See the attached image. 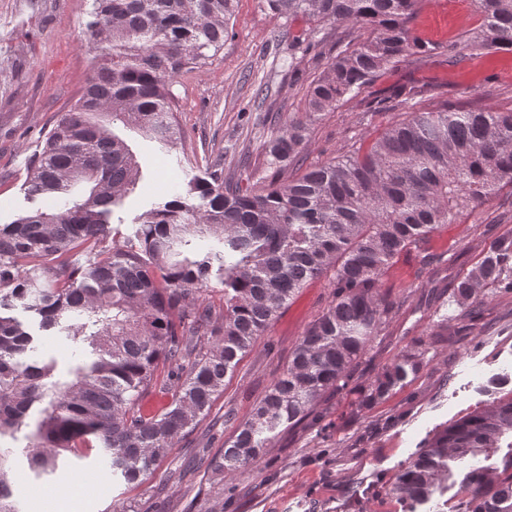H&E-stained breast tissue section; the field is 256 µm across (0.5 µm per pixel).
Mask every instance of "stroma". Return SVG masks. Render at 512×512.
<instances>
[{
	"label": "stroma",
	"instance_id": "obj_1",
	"mask_svg": "<svg viewBox=\"0 0 512 512\" xmlns=\"http://www.w3.org/2000/svg\"><path fill=\"white\" fill-rule=\"evenodd\" d=\"M417 9L434 38L455 39L480 24L476 0H419ZM91 0H0V224L58 201L30 199L24 192L29 163L47 133L79 98L99 58L87 27ZM303 20L286 21L266 0H237L224 45L201 67L177 74L170 89L183 145L169 149L127 133L142 166L135 191L113 209L112 221L133 233L135 219L170 200L187 182L214 164L234 169L242 186L266 185L265 145L284 118L304 116L309 83L326 69L327 57L307 50ZM414 83L440 87L457 100L472 87L483 106L512 105V51L500 50L451 66L444 61L402 62L385 70L361 92L360 100L339 103L315 117L302 156L305 165L324 164L370 141L400 112L365 113L361 99L390 94ZM470 218L436 232L433 252L452 251L457 268L471 265L480 241ZM384 283L392 297L417 284L413 303L396 314L356 373L367 384L375 369L414 339H425L430 362L419 376L386 401L353 415L349 398L327 395L324 416L315 424L278 436L255 464L224 479V498L206 491L214 475L210 463L232 433L224 412L245 418L271 382L287 366L304 330L331 299L327 279L309 283L281 310L270 329L224 380V390L208 415L182 438L159 467L132 488L113 477L101 453L36 475L23 454L14 458L19 512H405L403 504L381 495L436 429L482 408L484 389L512 396V294L480 308L479 328L449 337L428 333L423 305L443 290V275L423 267L416 253L401 255ZM10 316L40 337L38 359L54 358L60 370L75 364V348L56 331H41L23 305ZM179 473L181 481L170 478Z\"/></svg>",
	"mask_w": 512,
	"mask_h": 512
}]
</instances>
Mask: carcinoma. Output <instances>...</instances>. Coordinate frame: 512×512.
<instances>
[{"instance_id": "obj_1", "label": "carcinoma", "mask_w": 512, "mask_h": 512, "mask_svg": "<svg viewBox=\"0 0 512 512\" xmlns=\"http://www.w3.org/2000/svg\"><path fill=\"white\" fill-rule=\"evenodd\" d=\"M235 2H93L88 28L100 64L48 133L25 186L27 196L59 199L63 208L0 225V308L21 301L42 327L61 328L92 358L64 376L53 359L24 364L19 357L31 350V335L0 315V512H19L9 440L25 442L37 475L56 471L62 457L86 458L97 441L112 474L139 484L196 429L240 357L314 279L329 280L331 301L250 415L240 421L227 413L233 436L212 471H243L277 436L315 417L328 393L354 394L359 408L384 401L430 357L416 340L367 386H352L372 343L415 294L409 286L393 300L383 278L411 250L424 266L450 263L429 244L465 214L474 217L471 228L484 246L470 268L448 281L449 301L429 315L433 327L441 336L449 323L464 321L470 331L484 302L512 292V226L482 228L483 207L512 188V108L493 111L443 99L434 85H403L368 112L401 111L405 119L365 147L288 176L302 162L311 119L358 96L387 68L414 56L456 65L512 51V0H477L480 28L461 45L431 47L411 27L417 0H266L288 21L345 24L369 35L354 42L343 33L309 31L308 47L320 56L330 42L345 47L310 84L305 117L288 118L269 140L268 186L244 188L214 171L139 214L133 234L111 226L113 206L142 178L114 125L171 149L182 144L170 82L224 45ZM425 98L438 104L417 108ZM80 185L85 192H75ZM205 237L224 251L190 249L192 239ZM79 253L93 260L77 265ZM213 279L221 286L217 304L209 295ZM159 394L171 402L146 411V400ZM502 448L499 462L481 464ZM455 485L462 494L455 512H512V397H493L436 433L382 494L422 503Z\"/></svg>"}]
</instances>
